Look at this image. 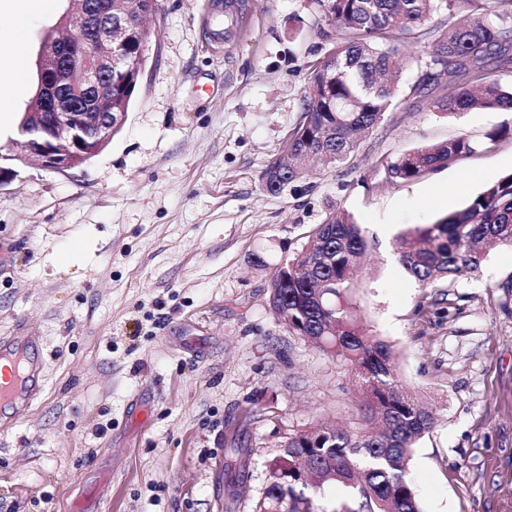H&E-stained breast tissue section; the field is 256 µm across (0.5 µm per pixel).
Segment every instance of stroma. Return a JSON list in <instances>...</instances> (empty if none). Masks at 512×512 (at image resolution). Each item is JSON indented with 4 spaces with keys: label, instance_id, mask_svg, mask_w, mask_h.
Wrapping results in <instances>:
<instances>
[{
    "label": "stroma",
    "instance_id": "35a3bbf8",
    "mask_svg": "<svg viewBox=\"0 0 512 512\" xmlns=\"http://www.w3.org/2000/svg\"><path fill=\"white\" fill-rule=\"evenodd\" d=\"M230 5L248 29L218 46ZM458 19L435 13L410 38L404 83ZM149 23L142 82L101 153L48 170L17 157V124L0 128V335L21 321L43 336L48 381L0 434V512H255L288 437L358 419L350 365L268 302L337 212L370 242L350 294L360 322L436 419L410 462L423 512H512V246L440 296L393 250L512 172V111L400 104L347 161L272 194L262 175L338 39L316 0H159ZM458 139L478 151L385 180L403 153Z\"/></svg>",
    "mask_w": 512,
    "mask_h": 512
}]
</instances>
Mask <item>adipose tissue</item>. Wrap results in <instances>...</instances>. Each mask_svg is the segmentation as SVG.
Segmentation results:
<instances>
[{"instance_id":"adipose-tissue-1","label":"adipose tissue","mask_w":512,"mask_h":512,"mask_svg":"<svg viewBox=\"0 0 512 512\" xmlns=\"http://www.w3.org/2000/svg\"><path fill=\"white\" fill-rule=\"evenodd\" d=\"M17 2L23 8L22 14L16 15L9 25H0V37H7L14 47V57L9 67V82L0 86V123L8 120L14 97L21 90L25 80L26 40L23 31L25 14L29 11L46 14L54 6L53 0H17Z\"/></svg>"}]
</instances>
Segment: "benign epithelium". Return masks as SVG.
Wrapping results in <instances>:
<instances>
[{"mask_svg": "<svg viewBox=\"0 0 512 512\" xmlns=\"http://www.w3.org/2000/svg\"><path fill=\"white\" fill-rule=\"evenodd\" d=\"M78 9L65 16L68 28L89 33L86 46L68 60L56 57L59 39L41 46L34 106L19 126L21 152L54 171L76 168L101 152L112 140L127 113L115 109L112 74L137 83L144 72L145 56L128 55L123 47L137 21L138 5L117 16L100 10L96 0H80Z\"/></svg>", "mask_w": 512, "mask_h": 512, "instance_id": "benign-epithelium-1", "label": "benign epithelium"}]
</instances>
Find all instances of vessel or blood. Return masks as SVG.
<instances>
[{"mask_svg": "<svg viewBox=\"0 0 512 512\" xmlns=\"http://www.w3.org/2000/svg\"><path fill=\"white\" fill-rule=\"evenodd\" d=\"M46 389L42 337L22 326L0 336V428L30 411Z\"/></svg>", "mask_w": 512, "mask_h": 512, "instance_id": "1", "label": "vessel or blood"}]
</instances>
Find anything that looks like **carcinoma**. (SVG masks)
I'll use <instances>...</instances> for the list:
<instances>
[{
	"mask_svg": "<svg viewBox=\"0 0 512 512\" xmlns=\"http://www.w3.org/2000/svg\"><path fill=\"white\" fill-rule=\"evenodd\" d=\"M339 41L309 73L315 90L304 97L302 124L288 151L328 165L344 162L399 102L415 100L458 115L476 106L512 110V0H494L482 20L467 19L439 35L424 73L402 92L399 44L441 9L461 10L473 0H315ZM475 151L468 140L415 149L390 162L388 180L413 181L449 160ZM264 188L278 193L306 170L288 166ZM512 245V173L501 176L465 207L433 224L401 234L398 263L423 289L441 288L463 271L480 268L487 250ZM369 246L345 213L318 225L301 252L286 259L270 283L269 306L288 330L347 361L360 395V419L346 428L318 426L291 436L270 465L256 512L282 503L310 512L298 487L330 483L351 489L336 512H421L408 463L412 448L433 427L395 375L392 347L358 322L350 302V273Z\"/></svg>",
	"mask_w": 512,
	"mask_h": 512,
	"instance_id": "1",
	"label": "carcinoma"
}]
</instances>
